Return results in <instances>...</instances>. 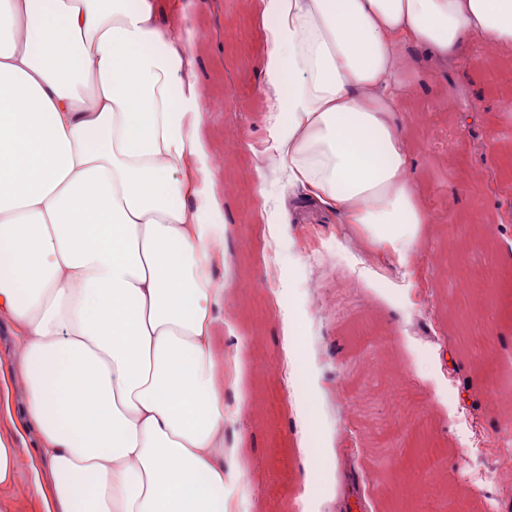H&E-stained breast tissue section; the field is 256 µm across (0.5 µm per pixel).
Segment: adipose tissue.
<instances>
[{"mask_svg":"<svg viewBox=\"0 0 512 512\" xmlns=\"http://www.w3.org/2000/svg\"><path fill=\"white\" fill-rule=\"evenodd\" d=\"M268 150L411 275L431 216L396 123L403 43L512 47V0H264ZM191 19L161 0H0V321L44 512H234L217 314L232 282ZM18 344L14 327L6 322L0 323V372L9 373L18 363Z\"/></svg>","mask_w":512,"mask_h":512,"instance_id":"obj_1","label":"adipose tissue"}]
</instances>
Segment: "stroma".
<instances>
[{
    "instance_id": "35a3bbf8",
    "label": "stroma",
    "mask_w": 512,
    "mask_h": 512,
    "mask_svg": "<svg viewBox=\"0 0 512 512\" xmlns=\"http://www.w3.org/2000/svg\"><path fill=\"white\" fill-rule=\"evenodd\" d=\"M191 17L189 33L202 93L203 133L224 178L227 261L215 267L216 287L232 281L220 316L241 336L243 371L225 400L260 399L245 427L235 433L245 468L240 476L250 512H291L293 502L326 482L327 496L314 512H391L400 494L395 470L407 485L421 486L419 512H512V485L477 488L469 469L498 467L512 456V439L502 432L504 413L490 387L512 358V48L481 69L456 73L411 44L401 48L405 85L396 117L409 135L410 169L430 210L415 268L417 287L403 281L385 256L375 253L361 228L341 223L334 211L293 188L285 205L291 221L270 239L259 218L253 168L262 163L269 140L272 100L265 91L267 36L263 0H174ZM476 115L460 128L456 113ZM492 169L495 191L476 178ZM336 248L335 261L317 263L314 246ZM483 273L499 282L493 302L462 292L449 271ZM289 273L288 298L305 310L310 286L327 296L348 289L340 319H307L314 343L310 357L324 394L342 389L367 395L349 423L325 420L331 446L324 472L315 450L295 424L298 398L279 367L286 336L276 314L279 281ZM388 281L390 293L377 291ZM475 420L487 441L482 453L465 456L457 421ZM38 441L27 434L17 452L18 477L0 486V512H41L28 488ZM447 464L445 482H434L426 466L407 468L418 448Z\"/></svg>"
}]
</instances>
